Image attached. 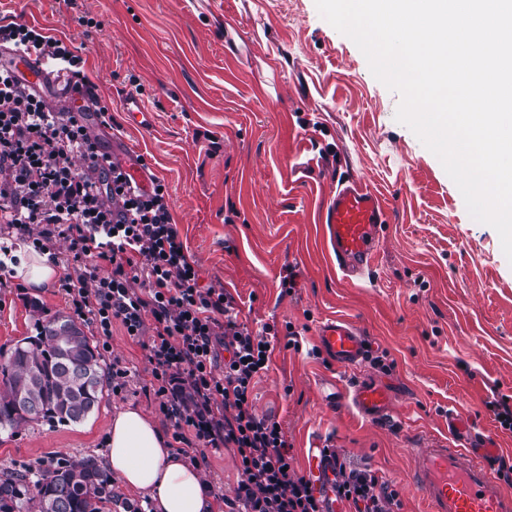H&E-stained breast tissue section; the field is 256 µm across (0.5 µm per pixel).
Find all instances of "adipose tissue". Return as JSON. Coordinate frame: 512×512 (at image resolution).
Listing matches in <instances>:
<instances>
[{
    "label": "adipose tissue",
    "mask_w": 512,
    "mask_h": 512,
    "mask_svg": "<svg viewBox=\"0 0 512 512\" xmlns=\"http://www.w3.org/2000/svg\"><path fill=\"white\" fill-rule=\"evenodd\" d=\"M107 462L123 488L148 497L154 512H218L200 467L171 446L145 412H115L107 428Z\"/></svg>",
    "instance_id": "ef3b65f1"
}]
</instances>
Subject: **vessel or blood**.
<instances>
[{
	"mask_svg": "<svg viewBox=\"0 0 512 512\" xmlns=\"http://www.w3.org/2000/svg\"><path fill=\"white\" fill-rule=\"evenodd\" d=\"M10 63L16 76L32 89L53 81L54 75L44 61L33 55L0 49V64ZM111 160L130 175L143 191L151 183L141 161L122 152H113ZM327 243L344 277H370L379 240L386 224V205L360 182H338L324 212ZM318 346L337 367H360L369 353V340L354 323L339 318L323 323L318 331ZM340 401L360 417L386 423L395 414L390 393L368 380L353 383L339 396ZM455 445L439 440L415 448L411 474L425 512H512V490L507 489L489 460L497 450L486 437L475 438L467 421L452 419ZM324 443L309 450V478L321 485L328 462Z\"/></svg>",
	"mask_w": 512,
	"mask_h": 512,
	"instance_id": "obj_1",
	"label": "vessel or blood"
}]
</instances>
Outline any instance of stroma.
Returning <instances> with one entry per match:
<instances>
[{"mask_svg":"<svg viewBox=\"0 0 512 512\" xmlns=\"http://www.w3.org/2000/svg\"><path fill=\"white\" fill-rule=\"evenodd\" d=\"M88 15L95 27L79 25ZM65 41L82 56L114 119L117 146L143 156L169 194L171 213L205 282L223 284L252 328L276 322L268 372L254 389L258 415L283 427L297 471L324 440L352 466L379 471L402 512H422L410 483L413 440L444 436L467 417L512 460V431L495 403L512 404V262L497 232L473 220L438 158L398 123L400 103L355 43L322 18L315 0H0V17ZM152 110L146 126L119 106L126 91ZM355 178L390 208L370 279L341 281L322 213L337 180ZM297 275L293 292L281 282ZM69 313L59 286H0V356L33 335L29 305ZM364 327L372 361L346 371L317 351L320 325ZM300 333L288 345L287 326ZM112 360L129 371L78 425L0 432V470L106 455L115 411L150 414L173 429L146 392L151 366L121 325ZM368 379L393 396L387 425L330 406L331 389ZM202 471L220 498L240 476L231 450Z\"/></svg>","mask_w":512,"mask_h":512,"instance_id":"obj_1","label":"stroma"}]
</instances>
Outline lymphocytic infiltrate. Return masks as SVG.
<instances>
[{"label": "lymphocytic infiltrate", "mask_w": 512, "mask_h": 512, "mask_svg": "<svg viewBox=\"0 0 512 512\" xmlns=\"http://www.w3.org/2000/svg\"><path fill=\"white\" fill-rule=\"evenodd\" d=\"M3 45L68 64L85 80L80 57L60 39L1 23ZM100 156L81 113L50 107L0 70V273L11 240L40 254L66 240L73 270L60 286L74 316L94 326L102 353L111 352L120 323L142 342L153 395L183 453L233 449L241 481L227 512H322L281 424L258 417L251 401L255 379L269 369L273 325L253 331L222 285H200L163 184L141 199ZM77 157L82 167H74ZM335 458L337 500L353 512H400L389 480L349 467L343 452Z\"/></svg>", "instance_id": "1"}]
</instances>
